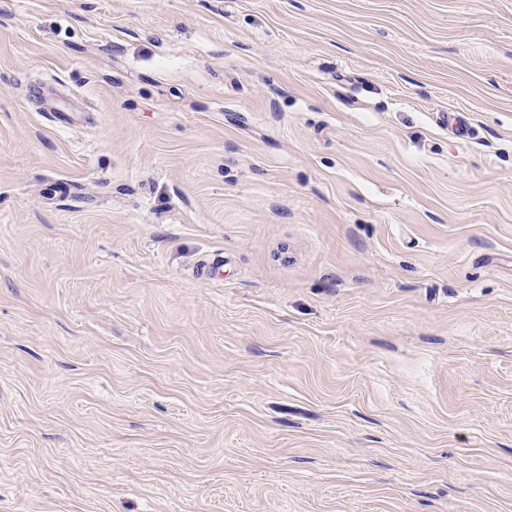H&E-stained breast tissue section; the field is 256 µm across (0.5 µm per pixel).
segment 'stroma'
I'll use <instances>...</instances> for the list:
<instances>
[{"mask_svg":"<svg viewBox=\"0 0 512 512\" xmlns=\"http://www.w3.org/2000/svg\"><path fill=\"white\" fill-rule=\"evenodd\" d=\"M0 512H512V0H0Z\"/></svg>","mask_w":512,"mask_h":512,"instance_id":"35a3bbf8","label":"stroma"}]
</instances>
